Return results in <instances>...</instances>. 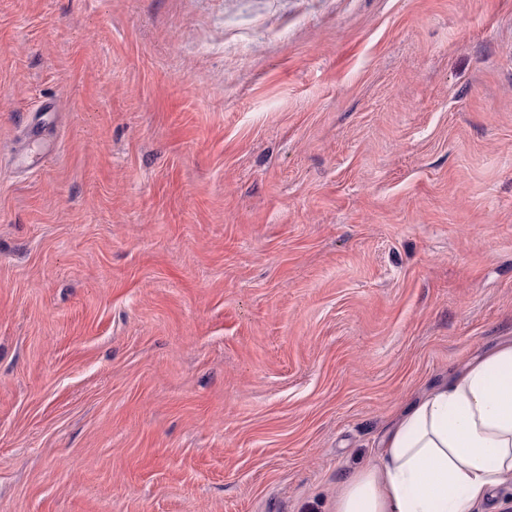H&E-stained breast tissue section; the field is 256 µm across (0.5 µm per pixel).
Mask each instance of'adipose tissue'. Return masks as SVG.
Masks as SVG:
<instances>
[{"mask_svg": "<svg viewBox=\"0 0 512 512\" xmlns=\"http://www.w3.org/2000/svg\"><path fill=\"white\" fill-rule=\"evenodd\" d=\"M512 476V341L404 410L332 512H472Z\"/></svg>", "mask_w": 512, "mask_h": 512, "instance_id": "1", "label": "adipose tissue"}]
</instances>
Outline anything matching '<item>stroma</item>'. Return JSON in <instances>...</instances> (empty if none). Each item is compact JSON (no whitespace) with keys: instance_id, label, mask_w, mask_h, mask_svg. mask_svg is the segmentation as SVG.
Here are the masks:
<instances>
[{"instance_id":"35a3bbf8","label":"stroma","mask_w":512,"mask_h":512,"mask_svg":"<svg viewBox=\"0 0 512 512\" xmlns=\"http://www.w3.org/2000/svg\"><path fill=\"white\" fill-rule=\"evenodd\" d=\"M512 340V0H0V512H331Z\"/></svg>"}]
</instances>
